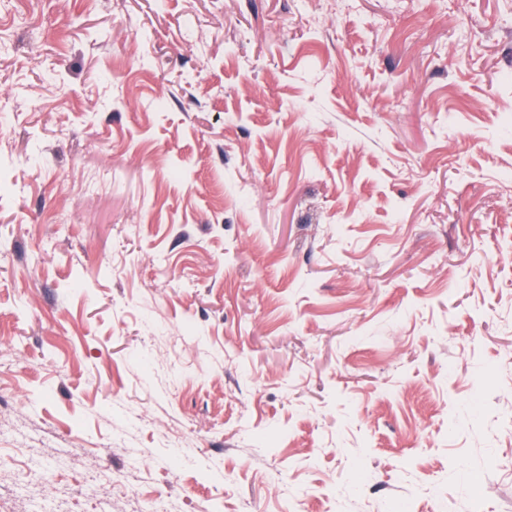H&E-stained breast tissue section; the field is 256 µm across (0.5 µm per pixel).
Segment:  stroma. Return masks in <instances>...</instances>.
Listing matches in <instances>:
<instances>
[{"instance_id": "35a3bbf8", "label": "stroma", "mask_w": 512, "mask_h": 512, "mask_svg": "<svg viewBox=\"0 0 512 512\" xmlns=\"http://www.w3.org/2000/svg\"><path fill=\"white\" fill-rule=\"evenodd\" d=\"M0 42V512H512V0Z\"/></svg>"}]
</instances>
